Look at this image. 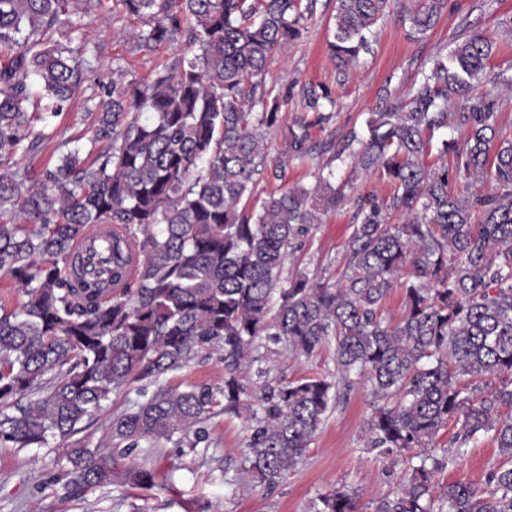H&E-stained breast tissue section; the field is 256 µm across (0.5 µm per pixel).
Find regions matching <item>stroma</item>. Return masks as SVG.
<instances>
[{
    "label": "stroma",
    "instance_id": "35a3bbf8",
    "mask_svg": "<svg viewBox=\"0 0 512 512\" xmlns=\"http://www.w3.org/2000/svg\"><path fill=\"white\" fill-rule=\"evenodd\" d=\"M411 2L393 0L389 15L369 38L368 51L361 53L355 66L340 69L326 51L336 2L315 0L301 37L290 42L271 67L265 89L269 96L282 97L286 122L303 114L300 90L310 84L331 88L334 118L328 126L312 130L313 156L303 164L292 159L283 126L267 131L269 166L257 178L250 206L260 207L270 195L289 187L314 186L322 175L345 196L336 207L322 210L319 223L300 238L286 272L304 269L320 281L336 283L346 265L354 216L351 198L381 201L389 196L391 188L379 173L355 168L352 158L341 152L350 133L366 137V122L381 107L384 93L404 97L422 66L474 33L495 42L489 71L512 70V34L500 26L502 19L512 17V0H447L436 26L419 37L402 18L403 6ZM138 26V20L113 7L110 0L91 8L72 38L74 44L84 46L92 67L68 111L56 119L52 140L34 153L16 155L18 165L39 170L57 164L62 139L79 137L90 127L86 100L102 95L113 70H123L127 80L145 81L161 65L185 53L182 44L151 50L138 47L129 37ZM259 344L261 365L270 378L294 381L336 371L332 348L305 358L264 338ZM166 382L220 388L224 364L218 354L204 351L188 368L167 375ZM140 388L135 381L114 391L101 410L83 422L80 438L92 447L104 443L113 417L139 402ZM373 405L366 385L342 391L296 470L270 488L242 482L238 474L251 435L250 415L258 407L253 399L239 413H219L207 420L206 438L196 447L164 441L127 458V466L155 470L159 485L149 490L120 481L90 491L74 487L63 475L66 443L59 439L21 451L0 447V512H315L319 496L337 487L355 492L359 512H372L375 501L396 492L406 477L402 466L382 462L367 448L365 429ZM500 460L496 443L482 436L470 442L465 454L442 470L436 481L482 486Z\"/></svg>",
    "mask_w": 512,
    "mask_h": 512
}]
</instances>
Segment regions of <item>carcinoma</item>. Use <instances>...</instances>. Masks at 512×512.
Wrapping results in <instances>:
<instances>
[{
  "mask_svg": "<svg viewBox=\"0 0 512 512\" xmlns=\"http://www.w3.org/2000/svg\"><path fill=\"white\" fill-rule=\"evenodd\" d=\"M88 0H0V274L26 300L0 313V446L19 450L51 438L70 441L69 473L86 489L125 479L156 486L151 467L119 469L141 444L172 440L191 448L222 408L251 398L244 372L259 358L255 340L274 336L312 357L335 347L336 374L280 381L263 389L241 474L278 484L295 471L342 386H369L375 407L370 447L409 471L373 512H512V140L497 134L494 74L481 89L494 44L466 37L421 70L405 98L367 120L354 164L378 170L393 186L383 203L353 199L346 269L335 284L305 271L282 285L285 262L336 190L291 187L260 209L253 195L266 166V132L280 123V103L263 83L276 56L302 35L301 0H115L142 23L138 46L185 43L147 82L112 70L107 98L93 104L90 149L76 146L34 174L12 158L52 138L33 130L61 116L78 92L84 48L56 35L88 14ZM390 0H336L329 54L348 67L368 49L367 34ZM446 0H417L412 32L437 23ZM306 115L288 126L292 157L312 151L310 131L333 119L326 88H302ZM448 168L420 158L428 133L448 127ZM100 151L95 148L100 144ZM495 188L458 196L450 178L483 177ZM404 223L389 225V214ZM92 224H114L110 279L80 276L74 243ZM137 259L135 288L108 295ZM404 313L390 323L383 302L395 278ZM202 350L224 353V387L161 383ZM495 375L499 387L471 380ZM146 376L156 389L135 410L112 418L109 440L90 448L73 436L113 391ZM453 420L456 448L439 456L436 437ZM480 435L497 443L500 465L485 486L454 482L433 495L434 478ZM316 512H357L356 494L334 488Z\"/></svg>",
  "mask_w": 512,
  "mask_h": 512,
  "instance_id": "1",
  "label": "carcinoma"
}]
</instances>
